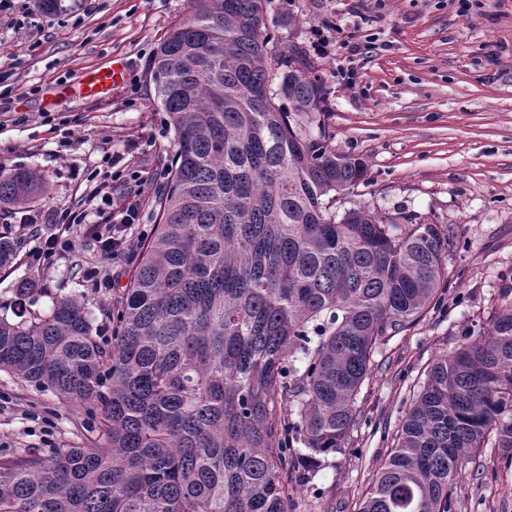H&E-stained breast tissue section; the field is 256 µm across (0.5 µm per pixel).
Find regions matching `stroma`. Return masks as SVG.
<instances>
[{"instance_id": "obj_1", "label": "stroma", "mask_w": 512, "mask_h": 512, "mask_svg": "<svg viewBox=\"0 0 512 512\" xmlns=\"http://www.w3.org/2000/svg\"><path fill=\"white\" fill-rule=\"evenodd\" d=\"M461 15L458 0H272L291 24L281 44L311 47L325 28L328 54L312 53L329 98L337 152L369 164L368 181L342 195L337 210L364 207L400 224L451 230L441 300L377 347L357 397L360 422L348 448L320 454V469L297 481L289 512H360L372 476L396 445L426 371L470 330L512 305V0H484ZM189 0H16L0 13V165L30 169L47 182L32 212L86 200L104 178L118 203L152 224L150 201L166 182L173 134L155 105L150 66ZM367 45L353 54V44ZM128 75L103 98L65 92L82 72L110 59ZM42 225L16 237L17 258L0 271V317L16 306L44 316L60 300L105 320L129 282L115 266L112 288L87 280L102 262L99 244L78 231L74 248L46 265L33 252ZM98 414L0 371V457L44 456L94 436ZM452 495L456 512H512V466L485 447L464 462Z\"/></svg>"}]
</instances>
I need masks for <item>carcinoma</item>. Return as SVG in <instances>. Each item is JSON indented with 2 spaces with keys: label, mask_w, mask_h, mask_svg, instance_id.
Returning <instances> with one entry per match:
<instances>
[{
  "label": "carcinoma",
  "mask_w": 512,
  "mask_h": 512,
  "mask_svg": "<svg viewBox=\"0 0 512 512\" xmlns=\"http://www.w3.org/2000/svg\"><path fill=\"white\" fill-rule=\"evenodd\" d=\"M189 3L152 61L175 154L110 340L72 301L0 318V370L99 410L87 446L0 459V512H288L293 478L348 445L378 345L448 287L450 230L336 213L368 164L332 147L271 0ZM45 192L0 166V217ZM15 253L5 228L0 267ZM491 439L512 449V306L428 368L360 512H455Z\"/></svg>",
  "instance_id": "obj_1"
}]
</instances>
